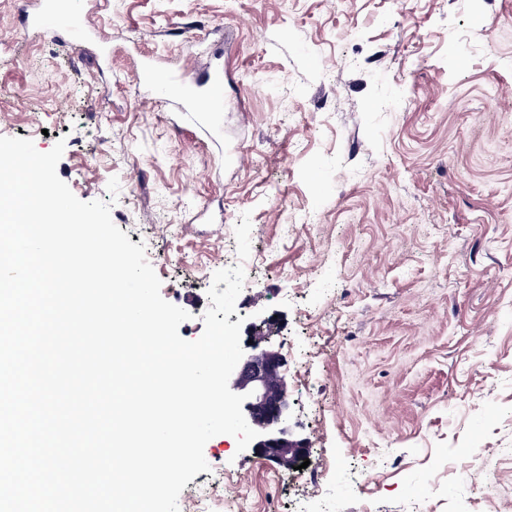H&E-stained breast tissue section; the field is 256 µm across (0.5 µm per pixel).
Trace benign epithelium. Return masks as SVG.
Wrapping results in <instances>:
<instances>
[{"instance_id": "1", "label": "benign epithelium", "mask_w": 512, "mask_h": 512, "mask_svg": "<svg viewBox=\"0 0 512 512\" xmlns=\"http://www.w3.org/2000/svg\"><path fill=\"white\" fill-rule=\"evenodd\" d=\"M248 345L250 352L244 354L234 369L232 388L248 395L242 404L248 424L259 432L253 440V448L261 455L280 463L294 464L308 453V445L294 438L288 425V395L284 388L281 368L282 357L263 344L268 337L253 328Z\"/></svg>"}]
</instances>
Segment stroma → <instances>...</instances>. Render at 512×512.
<instances>
[{
    "label": "stroma",
    "instance_id": "obj_1",
    "mask_svg": "<svg viewBox=\"0 0 512 512\" xmlns=\"http://www.w3.org/2000/svg\"><path fill=\"white\" fill-rule=\"evenodd\" d=\"M27 7L0 0V136L64 141L58 176L145 244L185 340L251 215L241 336L270 324L310 465L218 435L192 486L512 512V0H87L78 38ZM146 56L223 69L207 124L148 102Z\"/></svg>",
    "mask_w": 512,
    "mask_h": 512
}]
</instances>
